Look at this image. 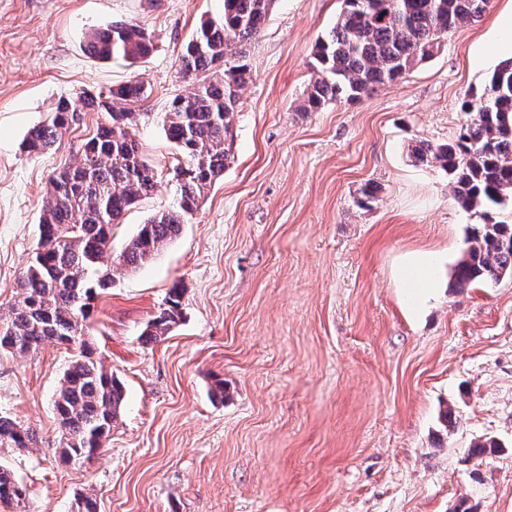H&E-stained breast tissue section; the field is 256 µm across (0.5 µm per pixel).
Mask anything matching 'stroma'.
Listing matches in <instances>:
<instances>
[{
    "mask_svg": "<svg viewBox=\"0 0 512 512\" xmlns=\"http://www.w3.org/2000/svg\"><path fill=\"white\" fill-rule=\"evenodd\" d=\"M341 6L275 0L244 48L251 79L223 175L177 238L138 270L116 268L95 301L88 334L124 386L97 457L65 464L52 450L70 351L0 352V412L40 437L0 448L31 512H74L81 494L99 512H512V278L453 287L483 215L410 155L420 140L457 141L463 101L506 56L495 21L512 0H491L399 84L301 111L315 43ZM222 13V0H0V315L36 245L49 177L105 117L78 113L40 156L20 150L28 131L59 99L148 86L131 132L158 185L114 227L120 254L177 203L182 159L163 118L192 90L180 72L186 41ZM119 21L152 33V56L89 54L90 32ZM367 184L378 195L366 208ZM421 250L437 254L439 287L417 309L395 273ZM174 287L179 324L144 343ZM449 406L452 428L439 419ZM484 438L500 451L471 458Z\"/></svg>",
    "mask_w": 512,
    "mask_h": 512,
    "instance_id": "35a3bbf8",
    "label": "stroma"
}]
</instances>
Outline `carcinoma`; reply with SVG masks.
<instances>
[{
    "label": "carcinoma",
    "mask_w": 512,
    "mask_h": 512,
    "mask_svg": "<svg viewBox=\"0 0 512 512\" xmlns=\"http://www.w3.org/2000/svg\"><path fill=\"white\" fill-rule=\"evenodd\" d=\"M275 0H224L217 20L201 24L187 41L181 73L194 91L177 95L165 113L164 130L184 164L176 170L180 195L175 208L159 211L141 225L112 262V226L157 183L155 166L129 131L147 87L129 81L106 94L60 99L22 143L29 155L50 150L74 114L89 109L107 115L80 159L54 172L39 219V241L17 285L6 316H0V351L28 353L47 342L74 350L55 394L61 431L60 458L90 461L111 436L124 399L123 385L106 372L86 339L96 299L112 288L118 265L135 271L149 263L199 208L231 156L233 120L250 78L238 47L258 36ZM489 0H342L335 25L315 44V77L303 97L314 111L330 101L353 102L377 86L400 83L416 65L439 52L442 39L480 18ZM87 51L100 60L131 64L148 57L151 33L135 23L115 22L91 32ZM470 115L458 142L420 141L412 157L448 173L455 197L466 210L490 209L512 200V59L493 70L480 95L462 104ZM512 277V222H486L467 240L453 272V287ZM181 319L179 289L142 332L146 344L166 336ZM36 433L0 415V448H29ZM494 438L469 449L472 458L493 454ZM0 512H29L26 487L0 467Z\"/></svg>",
    "instance_id": "carcinoma-1"
}]
</instances>
